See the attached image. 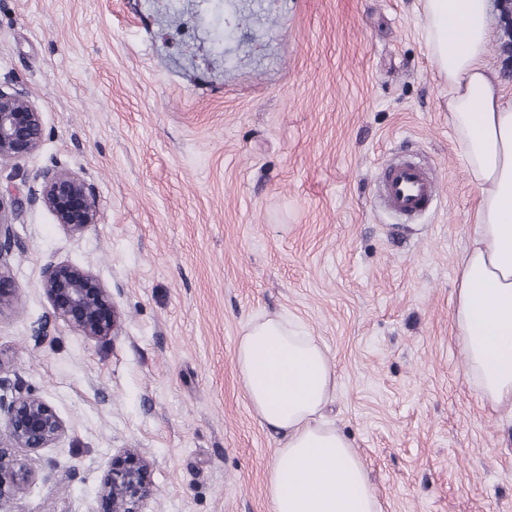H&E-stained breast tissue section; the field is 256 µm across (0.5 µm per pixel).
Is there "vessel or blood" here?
<instances>
[{"instance_id":"obj_1","label":"vessel or blood","mask_w":512,"mask_h":512,"mask_svg":"<svg viewBox=\"0 0 512 512\" xmlns=\"http://www.w3.org/2000/svg\"><path fill=\"white\" fill-rule=\"evenodd\" d=\"M376 194L385 210L411 220L433 208L440 189L431 169L414 160L401 159L382 170Z\"/></svg>"}]
</instances>
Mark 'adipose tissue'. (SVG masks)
Instances as JSON below:
<instances>
[{"label":"adipose tissue","instance_id":"obj_1","mask_svg":"<svg viewBox=\"0 0 512 512\" xmlns=\"http://www.w3.org/2000/svg\"><path fill=\"white\" fill-rule=\"evenodd\" d=\"M490 11V0H423L422 20L478 196L452 324L467 382L499 408L512 407V96L486 63ZM233 364L253 415L280 437L265 480L270 512H381L361 458L325 421L336 370L308 328L283 314L255 316Z\"/></svg>","mask_w":512,"mask_h":512}]
</instances>
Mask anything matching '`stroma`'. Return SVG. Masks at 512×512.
Instances as JSON below:
<instances>
[{
	"label": "stroma",
	"mask_w": 512,
	"mask_h": 512,
	"mask_svg": "<svg viewBox=\"0 0 512 512\" xmlns=\"http://www.w3.org/2000/svg\"><path fill=\"white\" fill-rule=\"evenodd\" d=\"M422 0H0V86L41 112L39 151L0 162L22 202L0 312V377L66 425L25 453L0 512H88L125 449L152 463L142 512H269L279 438L233 365L259 314L301 319L336 366L327 416L382 512H512V413L463 375L456 262L475 189ZM412 155L438 207L402 224L373 198ZM95 190L71 235L24 201L52 163ZM112 290L116 336L86 339L43 294L47 261Z\"/></svg>",
	"instance_id": "obj_1"
}]
</instances>
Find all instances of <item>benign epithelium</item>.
<instances>
[{
	"instance_id": "7a95c632",
	"label": "benign epithelium",
	"mask_w": 512,
	"mask_h": 512,
	"mask_svg": "<svg viewBox=\"0 0 512 512\" xmlns=\"http://www.w3.org/2000/svg\"><path fill=\"white\" fill-rule=\"evenodd\" d=\"M43 141V119L19 89L0 86V161L36 152ZM27 204L47 209L71 234L98 223L99 208L93 187L72 169L55 163L41 169L29 188ZM17 247L13 223L0 198V282L8 278L7 259ZM40 287L54 316L67 321L85 338H103L117 330L112 291L89 269L50 260L40 270ZM65 432L56 411L38 394L0 378V501L24 493L34 474L15 449L47 448ZM154 495L151 463L129 449L112 463L100 497L110 512H141Z\"/></svg>"
}]
</instances>
